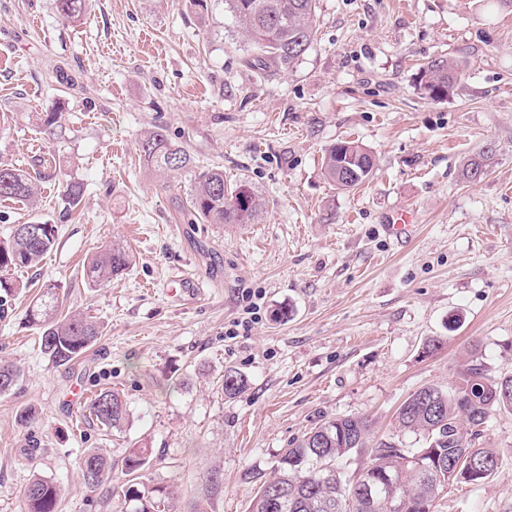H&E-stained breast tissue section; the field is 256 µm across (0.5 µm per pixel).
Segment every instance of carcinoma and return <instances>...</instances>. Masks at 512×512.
Returning <instances> with one entry per match:
<instances>
[{"label": "carcinoma", "instance_id": "1", "mask_svg": "<svg viewBox=\"0 0 512 512\" xmlns=\"http://www.w3.org/2000/svg\"><path fill=\"white\" fill-rule=\"evenodd\" d=\"M238 33L256 51L253 66L264 72L287 71L314 42L318 0H225ZM65 19L85 15L89 0H55ZM457 60L435 59L420 73V89L433 100L444 98L463 75ZM145 165L160 172H177L192 164L190 154L173 143L162 127L147 132L138 143ZM493 154L487 148L470 158L461 171L463 179L476 182L485 175ZM347 160L355 178L346 181L339 162ZM375 167L372 155L356 141H339L325 155L327 179L341 190H351L369 178ZM39 193L37 178L11 164L0 163V198L29 204ZM264 197L247 182L229 184L224 171H201L194 185L190 223L253 224L265 211ZM56 226L37 225V233L16 224L0 238V270L33 269L56 242ZM133 263V256L119 242L97 251L85 264L83 277L97 287L112 282ZM58 286L47 284L25 313L26 322L40 330L42 353L55 365H69L102 335L100 323L80 312L62 314ZM21 376L10 361L0 360V395L11 392ZM247 386V378L234 370L224 372V396L232 398ZM90 415L102 426L120 428L127 406L119 393L100 391L88 405ZM512 412V373L489 374L478 357L461 366L457 383L435 388V401L411 394L395 417L399 433L419 437L421 446L405 448L391 440L372 442V421L339 416L316 426L291 444L277 461L272 475L259 481L250 512H389L391 499L402 504L399 512H439L440 500L453 485H479L496 473L499 458L481 446L480 427L495 411ZM369 451V461L351 467ZM149 448H133L124 460V474L143 471ZM484 465V474L472 476L469 461ZM84 482L95 487L112 474V464L97 450L83 455ZM62 488L41 476L26 484L20 512H57Z\"/></svg>", "mask_w": 512, "mask_h": 512}]
</instances>
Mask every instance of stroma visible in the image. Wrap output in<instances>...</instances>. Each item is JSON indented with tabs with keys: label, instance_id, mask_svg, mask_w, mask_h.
Masks as SVG:
<instances>
[{
	"label": "stroma",
	"instance_id": "stroma-1",
	"mask_svg": "<svg viewBox=\"0 0 512 512\" xmlns=\"http://www.w3.org/2000/svg\"><path fill=\"white\" fill-rule=\"evenodd\" d=\"M316 29L288 71L264 76L225 0H208L203 18L187 0H90L76 21L55 0H0V162L41 176L36 207L0 201V238L33 220L58 227L38 267L7 273L17 289L0 308V359L21 377L0 396V512H19L35 474L61 484L58 512H132L122 467L133 448L152 451L146 499L169 491L171 512H249L248 473L270 474L310 428L365 416L390 439L399 406L455 384L470 354L512 373V7L319 0ZM438 57L466 69L433 101L418 77ZM56 107L60 127L40 132L36 113ZM158 126L194 170L144 166L137 142ZM341 140L376 162L350 191L324 175ZM487 147L483 178L462 180ZM211 167L264 195L257 223H189L194 171ZM61 171L83 184L78 205ZM404 205L415 235L402 247L384 224ZM115 241L133 265L89 287L86 258ZM179 273L204 300L173 288ZM50 282L103 325L70 366H54L23 320ZM433 338L441 346L424 354ZM228 369L248 379L232 398ZM103 389L127 406L120 429L89 417ZM25 407L35 417L23 426ZM481 440L497 473L449 489L440 512H512V412L491 414ZM94 448L112 475L88 489L79 459Z\"/></svg>",
	"mask_w": 512,
	"mask_h": 512
}]
</instances>
